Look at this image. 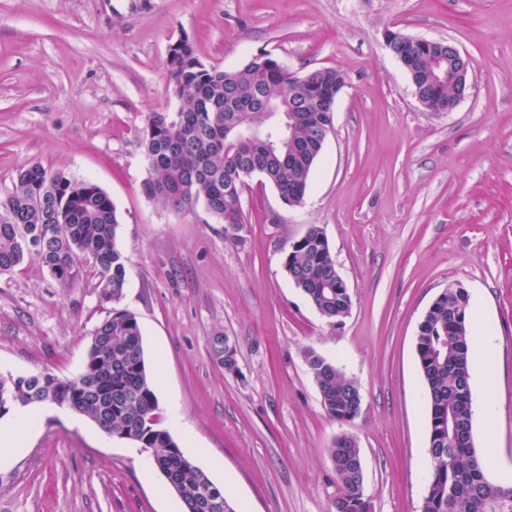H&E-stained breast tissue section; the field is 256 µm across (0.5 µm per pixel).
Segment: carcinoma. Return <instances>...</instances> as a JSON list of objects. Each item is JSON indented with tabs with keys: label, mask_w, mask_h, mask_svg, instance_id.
<instances>
[{
	"label": "carcinoma",
	"mask_w": 512,
	"mask_h": 512,
	"mask_svg": "<svg viewBox=\"0 0 512 512\" xmlns=\"http://www.w3.org/2000/svg\"><path fill=\"white\" fill-rule=\"evenodd\" d=\"M402 49L415 59L424 95L446 99L461 91L451 70L445 81H433L434 53L406 41ZM168 71L171 95L180 106L148 116L141 139L148 168L145 195L164 207L201 204L219 224H243L244 186L259 174L288 206L298 205L322 152L319 124L326 123L344 73L326 67L300 76L264 51L235 70L208 67L187 36L174 48ZM267 103L278 108L275 123L283 140L299 144L296 155L288 156L286 146L235 138L231 125ZM119 224L112 200L96 183L33 164L18 173L0 201V276L33 260L64 287L91 272L117 304L127 283L126 258L116 242ZM284 268L330 323L350 313V292L336 282V261L320 228L310 227L302 241L287 246ZM469 308L467 289L450 283L418 326L416 354L428 393L430 458L422 512H512V486L489 479L474 444ZM211 351L226 372H233L237 349L229 337L217 333ZM306 358L325 413L340 424L351 423L361 408L357 382L313 350ZM86 364L79 377L60 378L61 402L114 436L162 449L155 468L187 512H236L224 489L162 427L133 313L112 308L94 330ZM328 453L338 485L330 512H368L357 440L344 432ZM218 498L224 508L216 511L211 501Z\"/></svg>",
	"instance_id": "obj_1"
}]
</instances>
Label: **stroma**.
I'll return each instance as SVG.
<instances>
[{"label":"stroma","mask_w":512,"mask_h":512,"mask_svg":"<svg viewBox=\"0 0 512 512\" xmlns=\"http://www.w3.org/2000/svg\"><path fill=\"white\" fill-rule=\"evenodd\" d=\"M454 43L473 86L453 112L425 111L386 31ZM190 37L224 70L267 51L298 74L341 69L334 130L302 206L252 185L241 228L203 206L180 211L142 191L150 113L176 110L168 49ZM37 163L95 182L120 215L127 285L162 420L237 512H328V450L353 433L370 512H421L427 404L420 321L448 284L497 338L501 465L512 478V0H0V198ZM326 236L352 297L319 315L283 266L310 227ZM114 305L87 275L61 287L27 263L0 277V373L77 376ZM237 373L211 355L216 333ZM313 349L360 386L347 426L325 413L304 359ZM0 462V512H179L135 443L54 404ZM221 468H214L213 460ZM211 351L214 361H219L220 366L223 367L226 372H236L233 370L230 362L233 359H237V349L228 336H224L221 332L217 333L212 339Z\"/></svg>","instance_id":"1"}]
</instances>
